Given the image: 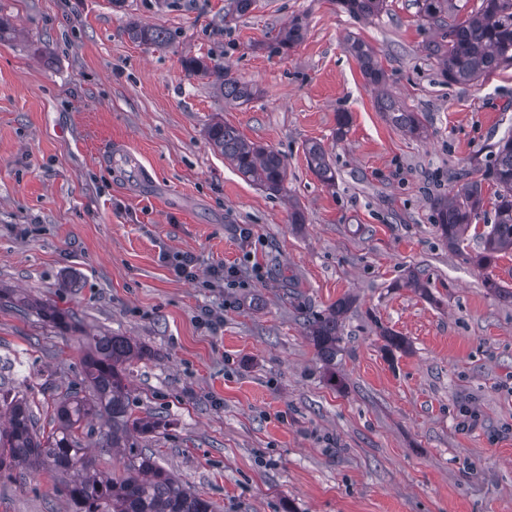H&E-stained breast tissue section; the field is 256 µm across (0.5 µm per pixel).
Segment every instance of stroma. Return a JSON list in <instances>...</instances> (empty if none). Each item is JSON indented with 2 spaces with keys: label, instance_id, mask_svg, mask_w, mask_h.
<instances>
[{
  "label": "stroma",
  "instance_id": "35a3bbf8",
  "mask_svg": "<svg viewBox=\"0 0 512 512\" xmlns=\"http://www.w3.org/2000/svg\"><path fill=\"white\" fill-rule=\"evenodd\" d=\"M228 3L0 0V287L75 317L63 330L0 299V359L20 366L0 382L48 427L53 395L82 383L84 337L127 336L145 351L127 370L130 407L160 423L141 446L216 512H512V303L483 286L488 273L512 286V252L488 272L472 261L494 221L491 181L462 253L432 208L512 134V67L449 83L414 0L368 23L331 0H256L230 20ZM296 15L304 40L271 50ZM135 23L165 29L168 45L132 41ZM351 35L376 50L388 91L426 114L424 136L377 110ZM207 54L259 94L225 104L182 67ZM220 119L283 156L287 195L211 147ZM118 142L151 174L138 190L99 161ZM311 142L335 187L309 168ZM177 253L196 257L199 278L216 265L240 275L198 287L172 270ZM411 271L431 297L403 287ZM345 296L329 366L296 308ZM0 512L72 510L31 471L0 473ZM305 154L312 171L325 185L331 187L336 183V169L330 161L328 152L321 143L306 145Z\"/></svg>",
  "mask_w": 512,
  "mask_h": 512
}]
</instances>
